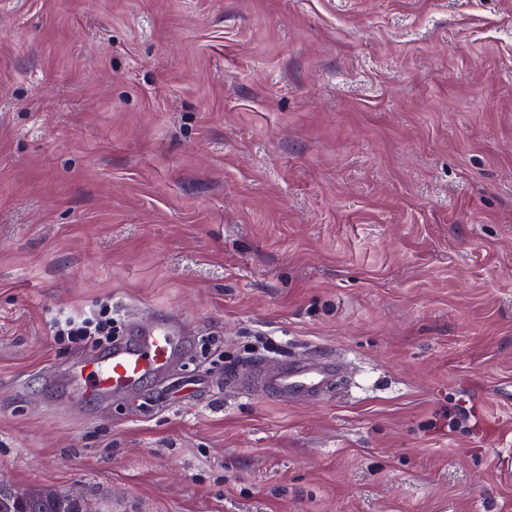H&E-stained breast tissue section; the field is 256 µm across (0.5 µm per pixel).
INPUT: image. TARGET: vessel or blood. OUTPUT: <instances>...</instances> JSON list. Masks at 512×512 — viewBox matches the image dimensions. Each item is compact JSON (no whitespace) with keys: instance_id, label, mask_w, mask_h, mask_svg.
<instances>
[{"instance_id":"vessel-or-blood-1","label":"vessel or blood","mask_w":512,"mask_h":512,"mask_svg":"<svg viewBox=\"0 0 512 512\" xmlns=\"http://www.w3.org/2000/svg\"><path fill=\"white\" fill-rule=\"evenodd\" d=\"M124 341L107 350H93L71 367L69 396L81 400L121 398L148 380L167 374L185 356L192 328L177 314L159 311L132 320ZM343 374L335 357L295 356L263 359L247 375L227 376V383L263 392L290 404H304L322 396Z\"/></svg>"}]
</instances>
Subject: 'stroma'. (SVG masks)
I'll return each mask as SVG.
<instances>
[{
    "label": "stroma",
    "instance_id": "stroma-1",
    "mask_svg": "<svg viewBox=\"0 0 512 512\" xmlns=\"http://www.w3.org/2000/svg\"><path fill=\"white\" fill-rule=\"evenodd\" d=\"M195 331L60 405L58 316ZM326 353L290 405L224 383ZM0 483L101 512H512V0H0Z\"/></svg>",
    "mask_w": 512,
    "mask_h": 512
}]
</instances>
